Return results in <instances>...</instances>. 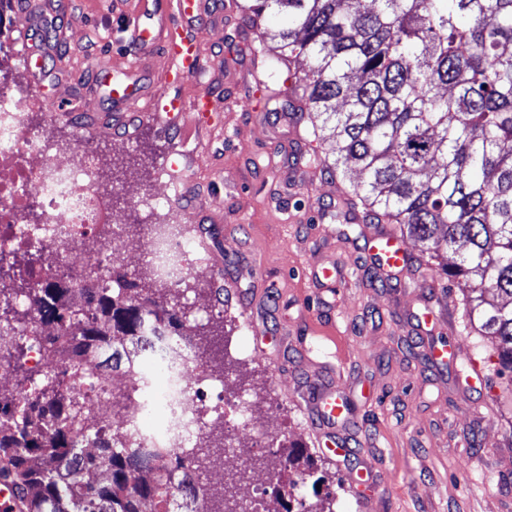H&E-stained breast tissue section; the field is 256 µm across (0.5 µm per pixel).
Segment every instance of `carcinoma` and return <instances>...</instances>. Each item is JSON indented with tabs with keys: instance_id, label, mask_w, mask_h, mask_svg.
<instances>
[{
	"instance_id": "1",
	"label": "carcinoma",
	"mask_w": 512,
	"mask_h": 512,
	"mask_svg": "<svg viewBox=\"0 0 512 512\" xmlns=\"http://www.w3.org/2000/svg\"><path fill=\"white\" fill-rule=\"evenodd\" d=\"M259 42L280 43L265 61L266 116L289 112L325 147L311 162L332 177L355 168L344 203L365 224H391L423 246L419 266L439 258L441 287L472 282L464 295L468 325L495 346L512 373V0H236ZM268 13L286 18L270 34ZM301 66L294 88L274 84L281 67ZM37 252H0V351L14 359L29 393L0 397V477L29 501L28 512H169L177 480L182 509L206 502L196 469L165 448H127L85 424L84 362L144 377L150 355L144 326L177 332L186 304H158L135 288L117 262L73 271L33 287ZM93 339L68 347L62 336H26L34 316ZM64 357L62 372L35 378L22 367L32 344ZM197 356L212 360L224 336L201 334Z\"/></svg>"
}]
</instances>
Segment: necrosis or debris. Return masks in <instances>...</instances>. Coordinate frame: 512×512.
Segmentation results:
<instances>
[{
  "label": "necrosis or debris",
  "instance_id": "obj_1",
  "mask_svg": "<svg viewBox=\"0 0 512 512\" xmlns=\"http://www.w3.org/2000/svg\"><path fill=\"white\" fill-rule=\"evenodd\" d=\"M45 107L41 100L0 93V250L37 238L69 243L39 262V284L59 265L92 269L107 264L124 240L112 190L103 184L104 159L75 144L59 148L44 127L31 124L30 113ZM189 244L183 225L151 222L143 255L154 275L177 287L195 268ZM151 362L169 388L132 401L120 413L112 406L111 373L87 364L82 389L92 424L119 433L127 447L165 448L176 456L205 440L213 412L236 417L239 427L265 437L244 403L227 406L201 398L208 366L182 337H160Z\"/></svg>",
  "mask_w": 512,
  "mask_h": 512
}]
</instances>
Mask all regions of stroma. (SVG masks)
Returning a JSON list of instances; mask_svg holds the SVG:
<instances>
[{
  "label": "stroma",
  "mask_w": 512,
  "mask_h": 512,
  "mask_svg": "<svg viewBox=\"0 0 512 512\" xmlns=\"http://www.w3.org/2000/svg\"><path fill=\"white\" fill-rule=\"evenodd\" d=\"M69 2L75 21L63 51L77 71H86L100 54L121 60L111 6L105 0ZM248 33L241 17L203 27L198 39L209 64L180 88L188 98L207 90L222 100L206 133L187 145L194 156L188 174L214 217L205 226L214 254L187 298L205 308L220 270L236 283L224 291L223 318L237 371L224 389L206 384L203 394L250 401L270 436L299 454L309 481L298 499L316 510L512 512V492L503 488L504 480H512V374L500 373L487 337L465 330L461 286L447 295L437 290L442 271L435 263L404 275L392 289L380 287L365 269L336 310L319 304L316 272L334 258L359 256L365 244L339 208L341 190L355 176L331 181L318 168L287 162L281 148L291 138L289 126L259 116L264 77L252 72ZM19 37L15 26L0 37V69L9 73L0 90L60 95L62 81H47L41 91L30 83ZM51 132L61 140L90 142L114 163L136 157L124 176L133 208L144 210L156 195L168 193L162 166L173 147L172 131L147 121L127 144L57 117ZM254 270L264 301L280 304L269 326L284 333L288 349L276 364L256 348L239 296ZM428 301L454 319L456 360L439 373L418 351L412 324ZM473 361L482 378L468 377ZM323 374L356 407L354 461L378 462L381 482L368 500L352 482L351 464L332 461L313 446L299 400Z\"/></svg>",
  "instance_id": "35a3bbf8"
}]
</instances>
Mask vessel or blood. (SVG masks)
<instances>
[{
    "label": "vessel or blood",
    "mask_w": 512,
    "mask_h": 512,
    "mask_svg": "<svg viewBox=\"0 0 512 512\" xmlns=\"http://www.w3.org/2000/svg\"><path fill=\"white\" fill-rule=\"evenodd\" d=\"M17 4L29 19L21 33L23 63L40 83L45 78L46 59L58 53L59 45L44 42L43 55L36 57L31 52L32 41L44 30L58 29L60 19L68 13V4L66 0H17ZM221 7L220 0H138L137 9L125 17L120 29L130 58L119 63L101 61L92 66L83 93L48 99L51 112L67 116L82 111L90 125L109 126L116 132L129 130L136 120L149 119L174 130L185 142L201 136L210 113L217 111L220 101L206 93L188 100L179 88L186 78L205 70L198 25ZM158 56L169 61L168 67L160 72L150 66ZM181 156L180 150H172L164 164L178 205L196 197ZM367 251L370 256L380 257L377 272L387 279L397 277L411 265L403 240L389 230L371 235ZM305 402L316 447L326 457L348 458L352 453L350 443L336 434L337 426L350 422L342 396L331 389H317ZM27 509L22 490L13 482L0 481V512Z\"/></svg>",
    "instance_id": "vessel-or-blood-1"
}]
</instances>
